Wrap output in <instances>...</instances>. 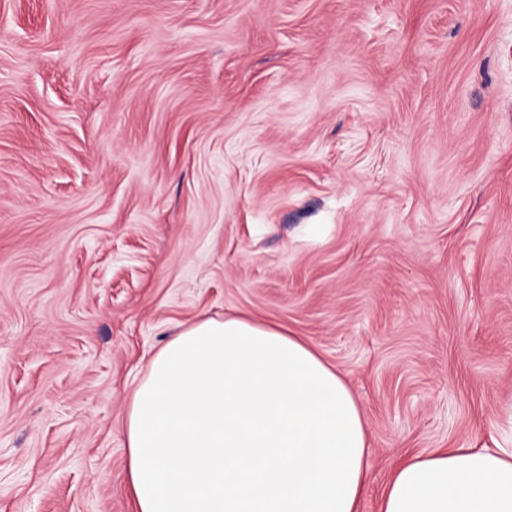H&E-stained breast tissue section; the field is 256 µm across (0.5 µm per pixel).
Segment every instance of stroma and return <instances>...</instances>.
I'll return each instance as SVG.
<instances>
[{
  "label": "stroma",
  "mask_w": 512,
  "mask_h": 512,
  "mask_svg": "<svg viewBox=\"0 0 512 512\" xmlns=\"http://www.w3.org/2000/svg\"><path fill=\"white\" fill-rule=\"evenodd\" d=\"M288 329L359 512L512 402V0H0V512H131L132 381Z\"/></svg>",
  "instance_id": "1"
}]
</instances>
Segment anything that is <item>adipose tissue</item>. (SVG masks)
I'll use <instances>...</instances> for the list:
<instances>
[{"label": "adipose tissue", "instance_id": "1", "mask_svg": "<svg viewBox=\"0 0 512 512\" xmlns=\"http://www.w3.org/2000/svg\"><path fill=\"white\" fill-rule=\"evenodd\" d=\"M489 448H438L393 471L380 512H512V408ZM134 512H358L365 414L343 374L282 327L185 326L127 406Z\"/></svg>", "mask_w": 512, "mask_h": 512}]
</instances>
